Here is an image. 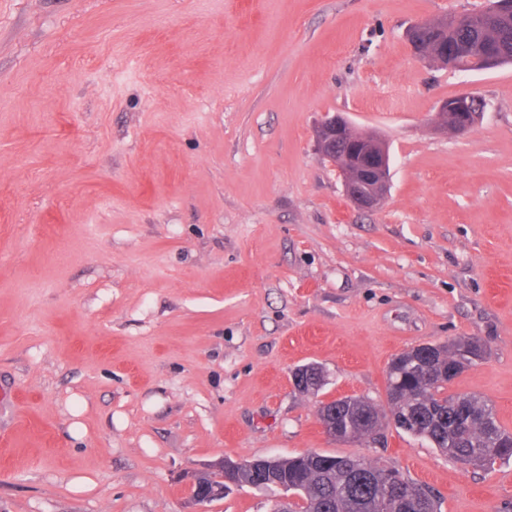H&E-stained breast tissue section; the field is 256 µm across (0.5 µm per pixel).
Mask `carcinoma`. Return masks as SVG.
I'll return each instance as SVG.
<instances>
[{"instance_id":"1","label":"carcinoma","mask_w":512,"mask_h":512,"mask_svg":"<svg viewBox=\"0 0 512 512\" xmlns=\"http://www.w3.org/2000/svg\"><path fill=\"white\" fill-rule=\"evenodd\" d=\"M490 0L485 9L468 15V20L447 31L434 26L418 37L419 48L438 52L439 43L450 40L460 52L443 66L473 71L484 53L491 51L500 64L512 63V11L495 12ZM480 339L468 337L451 343L411 347L391 362L387 371L389 411L368 398L345 397L320 403L317 414L336 418L346 426L349 440H375L383 422L414 437L424 438L450 458L473 459L478 466L512 458L507 447L512 434L503 430L493 405L475 395H446L445 389L473 358L482 357ZM312 371L297 390L315 394L324 385L319 366L304 365ZM399 472L377 461L359 457L310 451L279 458L268 481L288 484L297 494L294 512H379V499ZM428 488L410 483L407 498L392 502L389 512H438L436 499L426 497Z\"/></svg>"}]
</instances>
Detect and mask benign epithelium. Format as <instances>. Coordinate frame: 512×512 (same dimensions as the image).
<instances>
[{"mask_svg": "<svg viewBox=\"0 0 512 512\" xmlns=\"http://www.w3.org/2000/svg\"><path fill=\"white\" fill-rule=\"evenodd\" d=\"M457 23V18L441 16L415 23L406 30V38L416 45V36L433 25L444 28ZM472 95L462 93L443 100L436 116L439 127L448 129V110L456 116L452 132L467 133L481 116L479 112H468ZM352 125L340 114H327L314 130L317 151L336 169L342 179L343 190L350 203L359 210L378 208L388 196L390 189V157L384 145L375 140L353 141L350 139ZM238 464L219 461L209 472L191 476V512H208L209 506L224 498L231 487L240 486L233 474Z\"/></svg>", "mask_w": 512, "mask_h": 512, "instance_id": "obj_1", "label": "benign epithelium"}]
</instances>
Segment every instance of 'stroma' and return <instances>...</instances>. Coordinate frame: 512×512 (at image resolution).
Masks as SVG:
<instances>
[{"instance_id": "35a3bbf8", "label": "stroma", "mask_w": 512, "mask_h": 512, "mask_svg": "<svg viewBox=\"0 0 512 512\" xmlns=\"http://www.w3.org/2000/svg\"><path fill=\"white\" fill-rule=\"evenodd\" d=\"M485 3L0 0V512H188V473L308 451L380 461L441 512L512 505V460L391 424L334 441L316 414L386 404L396 355L475 336L447 392L512 433V64L405 38ZM465 92L480 120L437 132ZM334 112L390 150L376 210L314 148ZM472 97L473 96L470 93H462L460 95H456L454 97L443 100L438 106V112H436L439 127L448 131V124L450 123L448 120V110L451 109L456 111H449L454 116H456L452 132L456 135H464L467 133L481 116V113L475 111L484 110V102L481 98H474L472 100V104L470 105ZM450 102L452 103L448 104ZM469 106L473 108L474 112H466V108ZM302 369L306 370L307 371H315V370H319V374L316 375V374H310V375H305V383H304V386L303 387H300V383H296L295 385V388L302 394H313L315 395V393L319 392V390L323 387L324 385V373H323V370L322 368H320L319 366L317 365H314V364H309V365H304V366H301L299 368H297L298 372H296V376L292 379L293 381V385H294V381L297 382L299 380V377L300 375L302 374V372H299L301 371Z\"/></svg>"}]
</instances>
